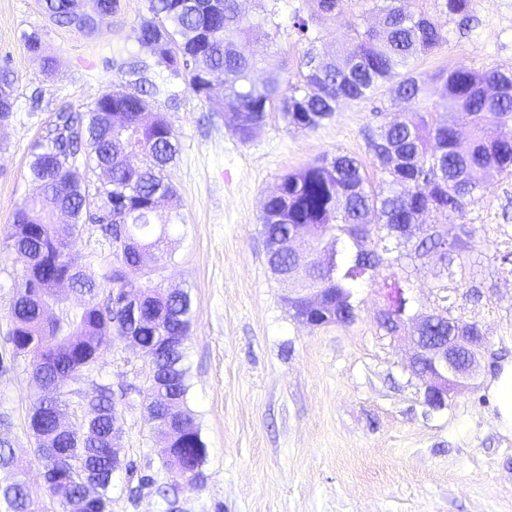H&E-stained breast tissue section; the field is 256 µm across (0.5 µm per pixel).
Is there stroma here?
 <instances>
[{
	"instance_id": "obj_1",
	"label": "stroma",
	"mask_w": 512,
	"mask_h": 512,
	"mask_svg": "<svg viewBox=\"0 0 512 512\" xmlns=\"http://www.w3.org/2000/svg\"><path fill=\"white\" fill-rule=\"evenodd\" d=\"M305 6L278 4L281 29L269 52L283 61L287 85L299 82L307 47L330 62L349 37L332 21L319 26L315 43L298 39L290 16ZM147 14L148 0H119L112 17L89 33L53 24L41 0H0V59L16 76L13 111L0 122V414L8 419L0 438L26 457L35 446L26 420L30 360L14 357L9 341L24 262L6 246L16 207L36 191L28 177L31 149L60 108L87 111L116 82V64L136 60L162 82L152 105L180 144L164 176L183 221L169 230L172 258L160 277L192 296L189 406L207 446L206 481L187 490L163 467L161 439L135 391L121 401V455L156 484L133 499L128 475L115 472L112 512H168L162 491L172 486L180 489L181 512H512V424L495 393L512 366V266L499 254L512 240V176H490L467 207L466 222L481 230L448 279L460 291L482 293L458 301L455 314L478 323L488 340L483 372L470 389L450 395L446 408L432 410L407 367V345L377 326L384 304L378 283L359 284L353 323L308 326L289 313V285L271 272L260 233L263 201L282 175L338 150L365 158L361 130L375 109L401 120L415 104L392 100L384 87L369 100L341 101L333 118L311 131L287 127L275 108L252 141L240 142L224 124L222 83L200 99L138 43L135 30ZM473 16L465 27L438 15L448 42L412 60L422 79L459 64L512 73V0H473ZM30 34L41 53L27 49ZM48 57L53 67H45ZM440 266L434 256L412 274L411 313L443 306L434 277ZM145 371L142 354L116 340L77 387L88 395L100 382L137 389Z\"/></svg>"
}]
</instances>
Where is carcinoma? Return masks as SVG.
<instances>
[{
    "instance_id": "1",
    "label": "carcinoma",
    "mask_w": 512,
    "mask_h": 512,
    "mask_svg": "<svg viewBox=\"0 0 512 512\" xmlns=\"http://www.w3.org/2000/svg\"><path fill=\"white\" fill-rule=\"evenodd\" d=\"M148 2L150 17L136 29L138 42L152 48L157 66L188 78L198 96L204 95L203 76L222 80L224 119L242 142L255 135L274 104L287 126L304 130L331 119L339 101L370 99L382 87L396 100L435 97L448 108L441 121L416 110L403 121L363 131L371 164L385 175L377 186L368 183L361 160L338 151L283 175L278 192L266 197L261 226L267 244L284 239L298 224L310 225L314 234L312 262L302 269L287 252L268 250L272 270L294 288L287 302L295 318L308 315L323 326L345 323L347 318L337 314L356 308L357 282L374 278L380 268L391 270L394 285L387 297L393 299L400 289L394 266L402 258L416 261L431 251L451 261L466 256L476 225H465L464 240L448 239L441 226L464 218L465 206L475 201L489 172L512 171V73L459 64L439 72L428 86L407 68L410 58L448 42L428 10H412L405 6L407 0H308L314 6L310 17L298 10L291 16V27L300 36H307L315 21L343 19L351 37L340 49L341 65L323 62L314 49H307L298 62L302 83L285 92L281 61L263 56L269 75L257 83L252 79L257 57L240 51L243 42L269 40L267 28L280 30L275 11L255 20L242 11L239 0H196L186 10L179 8L182 0ZM471 6L472 0H433V8L446 15L466 16ZM77 7V0H43L52 23L86 32L112 16L117 0H100L94 18L81 15ZM372 13L381 15L380 25L362 27L361 20ZM119 72L130 80L102 92L88 112L66 107L56 113L46 142L33 147L28 163L39 192L15 209L8 236L9 248L26 262L48 267L36 288L21 280L11 319L18 346L14 356H33L36 397L28 420L35 459L48 465L39 453L49 442L65 451L56 465L79 464L67 492L53 482L43 487L47 496L60 499L58 512H67L71 499L88 512H110L112 474L119 462L112 454L111 386L96 387L85 424L61 430L55 419L47 418L41 393H55V401L64 406L69 384L45 367L60 365L76 381L113 340L136 336L151 349L168 336L187 334L193 318L190 292L170 290L157 278L158 263L169 256L167 226L180 220L177 212L162 209L176 197L164 170L177 155L178 136L165 115L152 109L158 85L145 76V67L131 64ZM13 85V71L0 64V121L13 110ZM462 128L468 130L464 141L458 136ZM132 152L140 155L136 168L126 161ZM91 174L97 175L94 185ZM105 208L112 223L100 230L113 260L106 283L100 285L85 276L70 242ZM58 211L68 216L67 223L51 221ZM428 215L433 222L419 243L402 256L389 257L394 248L388 230L420 224ZM64 285L85 297L84 303L71 306L59 290ZM317 288L323 289V302L312 311L305 297ZM185 360L183 344L161 355L146 375L142 405L151 419L167 417L179 429L176 451L162 448L160 455L166 466L186 462L192 470L191 488L199 489L207 448L188 407ZM29 465L13 448L0 450V472L6 474L0 501L8 512H27Z\"/></svg>"
}]
</instances>
